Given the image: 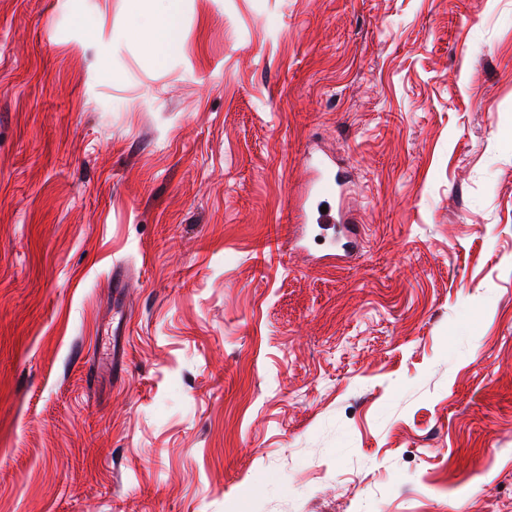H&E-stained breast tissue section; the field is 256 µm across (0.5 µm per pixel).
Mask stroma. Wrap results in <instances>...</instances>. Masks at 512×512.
I'll use <instances>...</instances> for the list:
<instances>
[{"label": "stroma", "instance_id": "obj_1", "mask_svg": "<svg viewBox=\"0 0 512 512\" xmlns=\"http://www.w3.org/2000/svg\"><path fill=\"white\" fill-rule=\"evenodd\" d=\"M166 7L0 0V512H512V0ZM172 19V15L162 13L149 26L139 28L136 36L147 44L166 46L173 35ZM309 164L318 175L313 185L314 197L328 199L342 194L348 183V174L344 169L336 166V170H332L318 157L309 158ZM321 204L322 202L317 206L316 224H344L343 229L348 233V240L342 246L343 257L345 260L353 259L359 251L361 240L360 227L356 224L357 218L342 208L333 209L330 205L327 207V212L323 213ZM112 288H115L114 301L112 306V350L109 357L110 371L112 375L121 376L122 366L126 357L125 341L122 336H125V327L127 320L125 316V309L118 302L117 290L122 288V282L118 274H112Z\"/></svg>", "mask_w": 512, "mask_h": 512}]
</instances>
